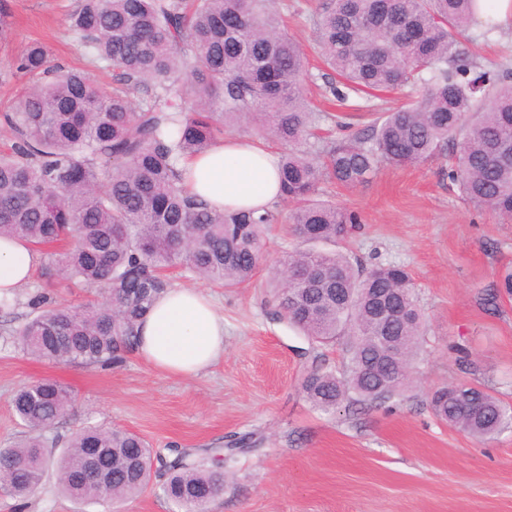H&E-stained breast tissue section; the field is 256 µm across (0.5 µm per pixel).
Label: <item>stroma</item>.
Segmentation results:
<instances>
[{
	"label": "stroma",
	"mask_w": 512,
	"mask_h": 512,
	"mask_svg": "<svg viewBox=\"0 0 512 512\" xmlns=\"http://www.w3.org/2000/svg\"><path fill=\"white\" fill-rule=\"evenodd\" d=\"M76 6L77 0H0V17L12 29L0 42V113L11 111L31 85L15 63L34 40L50 47L53 62L90 69L111 87L112 68H90L68 30ZM317 6L318 0H275L309 59L304 89L323 115L321 127L338 138L362 135L375 113L408 106L419 92L353 94L342 106L328 101L312 24ZM462 46L486 70L512 69L511 26L489 32L471 25ZM447 171V161L432 159L415 168L381 167L353 189L320 185L322 199L360 217L340 250L367 266H405L415 283L424 336L411 381L392 398L352 394L325 413L305 397L308 372L340 376L347 360L342 344H313L278 317L275 276L297 245L280 223L266 231L256 275L238 287L173 271L171 287L199 288L224 317L223 358L192 379L166 375L132 350L107 368L33 358L12 336L28 307L0 312V448L27 433L12 409L15 391L50 378L73 391L76 408L44 434L48 451L59 453L75 431L99 426L135 432L157 454L150 485L118 506L121 512H176L163 494L165 463L180 453L207 463L238 442L245 449L226 456L224 492L208 512H512V423L477 440L439 421L429 406L435 389L471 384L512 407V297L497 288L499 274L512 268V220L465 200ZM61 290L76 305L97 299L88 288L61 289L45 260L19 296ZM113 508L109 501L63 497L52 468L28 499L0 491V512Z\"/></svg>",
	"instance_id": "35a3bbf8"
}]
</instances>
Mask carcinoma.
Segmentation results:
<instances>
[{"label": "carcinoma", "mask_w": 512, "mask_h": 512, "mask_svg": "<svg viewBox=\"0 0 512 512\" xmlns=\"http://www.w3.org/2000/svg\"><path fill=\"white\" fill-rule=\"evenodd\" d=\"M69 29L92 62L118 71L112 91L87 72L52 62L33 43L17 70L40 77L17 111L3 115L12 144L0 151V237L22 239L55 266L59 280L93 287L101 303L73 306L39 294L14 343L39 359L101 367L137 341V325L182 267L232 288L256 273L264 232L292 205L288 223L306 244L277 279L279 314L319 344L343 342L347 374L313 370L302 381L312 406L336 409L350 393L386 398L410 379L423 336L415 285L401 265L356 266L334 243L357 213L317 198L327 176L368 183L383 165L448 159V181L480 208L512 218V70L492 74L461 50L472 24L497 26L482 0H321L313 15L331 93L389 92L422 81L425 96L385 112L364 137L305 145L318 117L301 91L305 57L281 28L273 0H79ZM144 89L148 98L134 104ZM247 120L281 146L280 199L264 209H218L190 194L181 162L205 155L224 129ZM403 310L387 335L400 345L383 363L373 300ZM53 379L23 385L13 407L31 432L0 449V480L34 493L49 463L41 432L75 407ZM441 421L473 438L496 433L512 413L484 388L443 386L430 398ZM92 448L112 453L107 490L73 476ZM165 496L179 512H205L224 491V459L211 466L181 455L164 464ZM151 448L136 433L86 427L57 462L62 493L120 501L151 480Z\"/></svg>", "instance_id": "cac0c4a2"}]
</instances>
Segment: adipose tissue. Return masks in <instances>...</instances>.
Returning a JSON list of instances; mask_svg holds the SVG:
<instances>
[{"label":"adipose tissue","instance_id":"ef3b65f1","mask_svg":"<svg viewBox=\"0 0 512 512\" xmlns=\"http://www.w3.org/2000/svg\"><path fill=\"white\" fill-rule=\"evenodd\" d=\"M188 190L217 207L265 208L280 194L278 158L240 137H228L206 156L185 162ZM41 262L28 242L0 238V298L27 284ZM138 355L177 377H195L224 356V318L196 288L163 293L138 328Z\"/></svg>","mask_w":512,"mask_h":512}]
</instances>
